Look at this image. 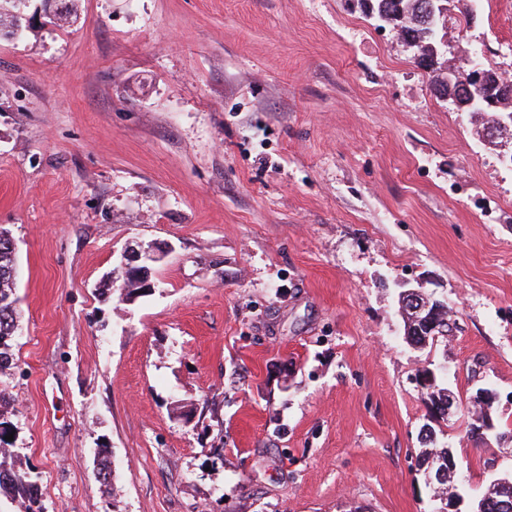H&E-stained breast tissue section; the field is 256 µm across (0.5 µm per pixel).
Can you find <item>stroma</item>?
Wrapping results in <instances>:
<instances>
[{
  "label": "stroma",
  "mask_w": 512,
  "mask_h": 512,
  "mask_svg": "<svg viewBox=\"0 0 512 512\" xmlns=\"http://www.w3.org/2000/svg\"><path fill=\"white\" fill-rule=\"evenodd\" d=\"M39 4L0 34V390L42 512H431L425 367L457 396L433 426L471 512L512 473V126L458 111L360 0ZM461 7L442 64L512 73V0ZM136 243L158 287L122 300ZM407 289L451 335L407 343ZM9 236L8 231L0 229V374L16 365L11 349L17 333L13 330L18 318L17 305H13L18 302L14 297L17 270L15 256H11L5 245L7 240L4 239ZM6 299L8 303L1 305Z\"/></svg>",
  "instance_id": "1"
}]
</instances>
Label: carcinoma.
Wrapping results in <instances>:
<instances>
[{
	"label": "carcinoma",
	"instance_id": "1",
	"mask_svg": "<svg viewBox=\"0 0 512 512\" xmlns=\"http://www.w3.org/2000/svg\"><path fill=\"white\" fill-rule=\"evenodd\" d=\"M448 0H362L366 12L376 21L396 30L397 34L412 45L417 52V61L420 65L434 73V83L437 91L442 93L447 89V74L441 72L438 66V57L441 52L442 36L439 27H429L424 22V16L429 6H434L436 12ZM512 88V82L502 78L501 74L493 69L484 70V82L481 87L470 96L477 102L482 101L486 95H495L497 106L509 107L512 105V91L498 95L504 86ZM9 238L8 231L0 229V374L14 367L12 342L16 336L14 331L17 322L18 299L14 297L17 270L15 258L11 256L6 246ZM427 400L433 406L441 409V420L448 419V389L438 386L427 392ZM13 412L10 400L0 396V495L9 497L13 502L21 505L24 512H40L38 504V485L30 473L16 465L15 453L11 442L5 440L10 430L9 414Z\"/></svg>",
	"mask_w": 512,
	"mask_h": 512
}]
</instances>
